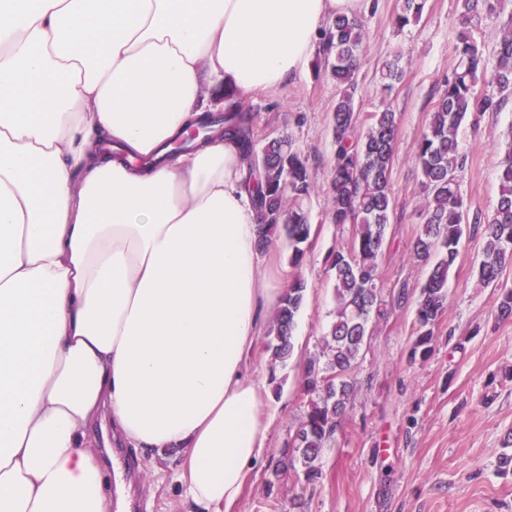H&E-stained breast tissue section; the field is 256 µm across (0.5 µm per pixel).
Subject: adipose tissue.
I'll return each instance as SVG.
<instances>
[{"mask_svg": "<svg viewBox=\"0 0 512 512\" xmlns=\"http://www.w3.org/2000/svg\"><path fill=\"white\" fill-rule=\"evenodd\" d=\"M364 0H0V512H106L97 442L182 451L226 512L272 395L278 306L238 144L171 143L305 74Z\"/></svg>", "mask_w": 512, "mask_h": 512, "instance_id": "obj_1", "label": "adipose tissue"}]
</instances>
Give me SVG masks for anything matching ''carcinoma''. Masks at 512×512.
<instances>
[{"instance_id": "cac0c4a2", "label": "carcinoma", "mask_w": 512, "mask_h": 512, "mask_svg": "<svg viewBox=\"0 0 512 512\" xmlns=\"http://www.w3.org/2000/svg\"><path fill=\"white\" fill-rule=\"evenodd\" d=\"M487 15L504 13L512 0H463L461 29L454 44L456 66L434 102L426 131L419 138L415 156L426 192L424 222L413 241L415 257L430 265V272L415 299L416 339L412 356L432 352L434 330L448 298V277L459 254L468 216L461 191L467 156L460 152L458 130L475 112H497L512 96V19L492 56H486L473 33L472 21L479 2ZM427 0H400L394 18L398 32L418 21ZM364 42V22L356 15H339L320 40L316 68L339 88L332 113L334 166L328 189V209L335 224H349L353 234L348 247L336 251L330 270L336 300L334 319L325 337L323 359L307 362L303 384L310 399L304 420L294 438L285 444L281 468L292 469L311 482L318 478V461L327 441L336 432L353 391L351 374L373 322L386 314L378 267L393 210L391 175L399 122L385 108L361 112L357 105L358 69ZM489 75L485 89L479 75ZM399 60L381 70L382 92L389 94L400 78ZM224 128L249 160V180L254 184L253 203L262 216L258 246L283 233L291 250L288 287L277 310L272 334L265 348L275 360L293 352L292 328L301 309L306 284L297 270L311 237L308 201L315 191L307 159L286 137L258 146L254 116L242 98L224 96V113L210 115L201 131ZM497 205L483 224L482 258L475 269L478 282L497 291L496 314L512 319V286L503 281L512 261V145L498 173Z\"/></svg>"}]
</instances>
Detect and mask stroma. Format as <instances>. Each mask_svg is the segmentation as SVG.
<instances>
[{
    "label": "stroma",
    "instance_id": "obj_1",
    "mask_svg": "<svg viewBox=\"0 0 512 512\" xmlns=\"http://www.w3.org/2000/svg\"><path fill=\"white\" fill-rule=\"evenodd\" d=\"M397 4L366 0L356 72L361 110L387 107L399 118L393 213L378 268L390 313L365 339L345 418L319 461L320 478L309 483L290 472L271 490L266 482L306 412L304 366L321 356L334 318L329 267L336 250L349 245L352 228L332 223L327 209L335 82L312 69L278 93L243 96L261 140L290 138L307 157L316 191L310 201L312 234L300 270L307 290L294 328L302 343L283 363L265 352V337L254 345L252 369L280 407L232 512H512V470L499 466L503 437L512 431V381L505 378L512 371V319H497L493 288L482 287L474 274L483 247L480 228L472 223L465 228L430 356L411 355L413 305L392 303L401 285L419 288L429 273L428 265L411 253L425 197L415 146L438 88L455 65L462 13L459 0H427L420 21L400 33L394 27ZM396 59L403 74L386 97L380 92V70ZM511 139L512 99L500 111L475 114L461 126L459 142L469 158L462 178L469 215L492 214L499 166ZM136 456L147 512H188L179 481L181 453L140 450Z\"/></svg>",
    "mask_w": 512,
    "mask_h": 512
}]
</instances>
